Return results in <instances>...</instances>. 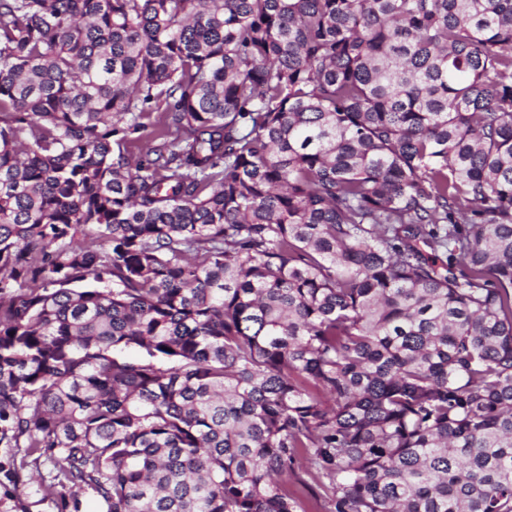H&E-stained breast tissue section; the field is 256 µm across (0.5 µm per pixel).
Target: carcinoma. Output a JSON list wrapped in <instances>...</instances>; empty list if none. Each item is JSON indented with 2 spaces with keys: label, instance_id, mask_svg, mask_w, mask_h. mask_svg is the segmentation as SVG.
<instances>
[{
  "label": "carcinoma",
  "instance_id": "cac0c4a2",
  "mask_svg": "<svg viewBox=\"0 0 512 512\" xmlns=\"http://www.w3.org/2000/svg\"><path fill=\"white\" fill-rule=\"evenodd\" d=\"M512 512V0H0V507ZM305 479L307 480L306 485H301L292 482V480L288 478V489L293 490L295 495L303 501L308 510L307 512H327L328 499L325 493L317 488L314 481L307 477H305Z\"/></svg>",
  "mask_w": 512,
  "mask_h": 512
}]
</instances>
